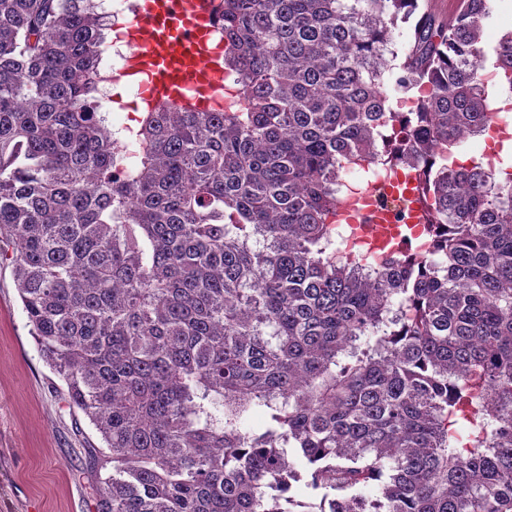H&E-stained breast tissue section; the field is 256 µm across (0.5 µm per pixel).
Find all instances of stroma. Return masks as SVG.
<instances>
[{
    "mask_svg": "<svg viewBox=\"0 0 512 512\" xmlns=\"http://www.w3.org/2000/svg\"><path fill=\"white\" fill-rule=\"evenodd\" d=\"M60 386L0 263V512H96L86 450L102 441Z\"/></svg>",
    "mask_w": 512,
    "mask_h": 512,
    "instance_id": "35a3bbf8",
    "label": "stroma"
}]
</instances>
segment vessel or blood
<instances>
[{"label":"vessel or blood","instance_id":"b4317fda","mask_svg":"<svg viewBox=\"0 0 512 512\" xmlns=\"http://www.w3.org/2000/svg\"><path fill=\"white\" fill-rule=\"evenodd\" d=\"M211 0H141L129 27L124 73L137 82L148 108L167 104L207 107L224 84L219 52L209 43ZM358 235L370 249L389 243L368 210L355 211Z\"/></svg>","mask_w":512,"mask_h":512}]
</instances>
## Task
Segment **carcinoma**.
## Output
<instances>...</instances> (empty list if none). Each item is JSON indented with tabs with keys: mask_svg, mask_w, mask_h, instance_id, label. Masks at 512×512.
<instances>
[{
	"mask_svg": "<svg viewBox=\"0 0 512 512\" xmlns=\"http://www.w3.org/2000/svg\"><path fill=\"white\" fill-rule=\"evenodd\" d=\"M89 2L0 0V263L104 443L96 512H512V180L448 163L499 116L490 0H213L243 104L143 113L133 160ZM401 164L428 250L336 256L343 175Z\"/></svg>",
	"mask_w": 512,
	"mask_h": 512,
	"instance_id": "obj_1",
	"label": "carcinoma"
}]
</instances>
